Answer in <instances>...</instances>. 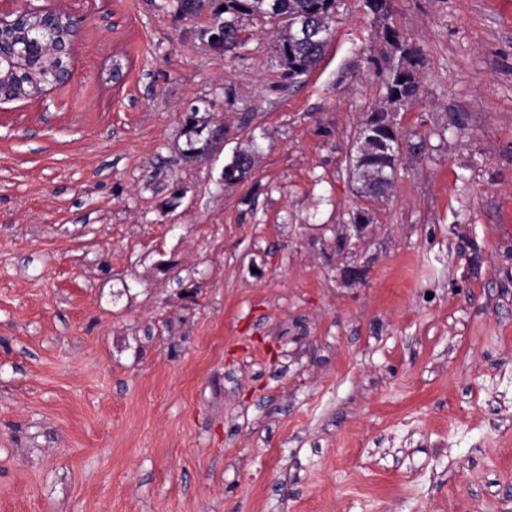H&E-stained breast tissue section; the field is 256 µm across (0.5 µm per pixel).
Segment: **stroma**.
<instances>
[{"label":"stroma","mask_w":512,"mask_h":512,"mask_svg":"<svg viewBox=\"0 0 512 512\" xmlns=\"http://www.w3.org/2000/svg\"><path fill=\"white\" fill-rule=\"evenodd\" d=\"M34 3L81 24L0 103V512H512V0H339L292 80L257 25ZM385 26L423 90L377 201ZM231 162H233V166H228V164L225 165L223 173L224 182H227L228 184H233L243 180L241 177L242 173L249 170L254 165L255 160L252 154L238 152L235 158H232ZM353 175H357L361 186L365 182H370V191L373 195H377L380 199H387L394 183L395 158L379 153L362 159L356 157ZM371 193L363 195L374 197Z\"/></svg>","instance_id":"obj_1"}]
</instances>
